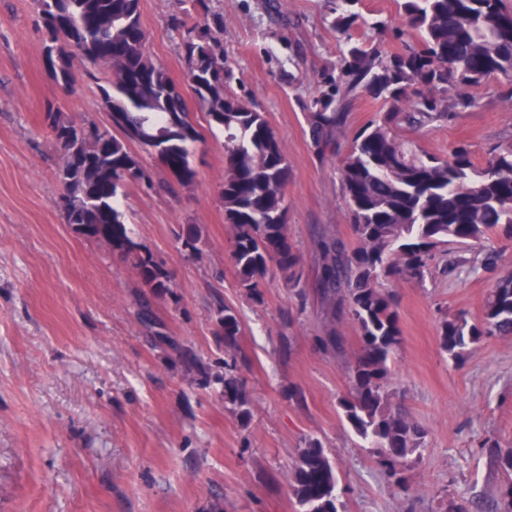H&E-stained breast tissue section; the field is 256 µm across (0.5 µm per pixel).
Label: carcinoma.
Listing matches in <instances>:
<instances>
[{"instance_id": "1", "label": "carcinoma", "mask_w": 512, "mask_h": 512, "mask_svg": "<svg viewBox=\"0 0 512 512\" xmlns=\"http://www.w3.org/2000/svg\"><path fill=\"white\" fill-rule=\"evenodd\" d=\"M396 2L398 35L409 31L418 40L393 52L354 37L358 28L376 30L384 20L366 18L360 0H336L331 26L341 47L340 64L332 93L313 95L306 119L312 143L324 150L345 127L355 97L367 93L385 107L355 134L342 160L340 178L356 245L348 249L334 238L320 241L318 288L330 325L317 340L325 351L342 350L338 313L356 330L359 348L339 405L351 430L373 445L388 478L401 487L402 472L419 453L424 432L392 403L391 359L402 331L389 284L423 281L436 255L452 243H480L497 228L512 236V137L477 168L464 145L443 158L399 131H427L455 112L475 108L473 90L489 79L512 77V8L504 0ZM34 7L53 79L71 92L79 79L75 61L91 64L84 74L97 84L110 118L109 125L99 127L66 120L58 108L45 113L60 151L57 178L65 222L127 259L152 295H166L173 288L169 273L132 240L114 199L127 185L152 184L132 144L150 154L161 149L168 186L196 182L190 146L200 132L190 106L149 53L140 0H34ZM172 28L197 84L199 108L224 130L222 199L240 286L251 297H262L263 280L274 266L296 287L302 257L286 224L288 160L262 113L229 91L224 17L189 26L176 16ZM199 244L198 231L188 227L183 250L198 257ZM215 324L224 342V373L213 372L189 352L183 358L201 386L222 387L225 407L246 425L252 409L238 372L240 322L234 309L220 304ZM493 336H512L511 275L490 288L480 320L445 314L439 323L440 347L454 359ZM336 483L328 450L319 440H308L290 480L299 512H338Z\"/></svg>"}]
</instances>
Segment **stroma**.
Instances as JSON below:
<instances>
[{"label":"stroma","mask_w":512,"mask_h":512,"mask_svg":"<svg viewBox=\"0 0 512 512\" xmlns=\"http://www.w3.org/2000/svg\"><path fill=\"white\" fill-rule=\"evenodd\" d=\"M210 7L224 16L231 89L263 113L289 165L288 236L303 257L302 281L291 287L270 269L258 300L240 287L230 259L224 134L205 114L197 116L204 139L192 188L133 184L118 194L133 241L170 272V294H145L125 258L65 223L45 110L53 104L66 119L101 127L107 116L90 80L68 94L50 77L33 0H0V512H297L285 476L310 439L329 451L340 512H495L512 480L498 463L512 449V338H486L455 360L441 350L438 327L446 313L481 318L490 288L512 274V238L497 230L481 244L451 245L423 284L394 285L402 344L393 404L424 431L401 495L339 407L355 331L337 320L343 353L317 346L328 321L318 241L355 244L339 162L383 103L357 97L343 134L318 151L305 112L336 73L331 0H287L278 11L268 0ZM178 12L177 0H140L152 58L186 90L170 26ZM477 97L476 108L405 137L440 155L467 143L484 167L512 135V81L492 79ZM190 226L202 237L196 259L181 246ZM488 247L499 258L484 271ZM470 264L477 274H467ZM220 302L243 329L239 373L253 412L246 425L181 357L189 349L223 371L224 344L214 334ZM145 304L162 335L139 320Z\"/></svg>","instance_id":"35a3bbf8"}]
</instances>
